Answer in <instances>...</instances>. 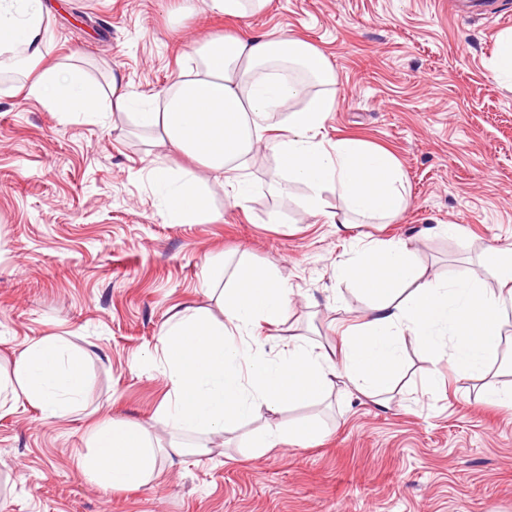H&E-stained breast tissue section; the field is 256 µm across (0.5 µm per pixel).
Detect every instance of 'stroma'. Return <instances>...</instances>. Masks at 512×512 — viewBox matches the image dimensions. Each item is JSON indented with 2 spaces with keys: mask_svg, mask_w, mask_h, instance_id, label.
<instances>
[{
  "mask_svg": "<svg viewBox=\"0 0 512 512\" xmlns=\"http://www.w3.org/2000/svg\"><path fill=\"white\" fill-rule=\"evenodd\" d=\"M50 12L43 65L70 63L106 85L157 97L191 65L199 41L276 32L322 52L336 74L328 137L390 151L409 195L391 223L339 230L344 203L306 189L277 190L279 158H249L253 191L236 206L201 164L155 144L133 118L69 116L0 77V373L48 336L87 356L86 408L63 419L19 401L0 411V512H512V410L486 405L479 384L443 374L422 391L427 354L406 339L390 409L346 393L323 403L261 413L224 435L173 436L157 418L170 382L157 359L167 320L184 304L223 320L203 280L222 257L274 267L292 305L284 324L256 327L273 349L289 337L336 345L365 307L336 265L369 242L416 247L427 276L470 268L497 288L482 262L512 244V87L490 71L512 0H269L260 13L217 15L174 0H44ZM193 167L210 219L178 224L157 206L148 171ZM456 224V235L438 233ZM317 417V444L248 448L262 426ZM140 424L161 446L150 483L105 490L82 476L94 421Z\"/></svg>",
  "mask_w": 512,
  "mask_h": 512,
  "instance_id": "35a3bbf8",
  "label": "stroma"
}]
</instances>
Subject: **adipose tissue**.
Masks as SVG:
<instances>
[{
    "label": "adipose tissue",
    "mask_w": 512,
    "mask_h": 512,
    "mask_svg": "<svg viewBox=\"0 0 512 512\" xmlns=\"http://www.w3.org/2000/svg\"><path fill=\"white\" fill-rule=\"evenodd\" d=\"M48 25L43 0H0V57L8 71L25 77L28 95L67 115L104 107L134 116L141 127L158 131L160 144L222 177L235 205L250 197L247 159L262 145L280 160L279 187L304 186L308 209H320L325 187L336 188L345 208L331 215L332 223L386 221L407 206L390 152L357 138L322 135L335 104L336 78L309 43L274 35L212 38L197 47L194 68L162 98H136L116 74L105 95L68 64L31 74L30 65L43 58ZM279 112L286 118L276 131L270 120ZM149 177L172 221L195 224L205 217L192 170L157 166ZM484 262L500 288H487L467 268L448 278L427 277L418 252L401 241L363 246L336 267L337 278L351 281L367 301L360 322L342 331L339 355L296 338L272 358L253 330L283 322L291 302L287 288L272 267L243 258L220 264L205 280L222 286L223 321L187 305L170 317L160 338L159 360L172 389L159 419L176 432L226 433L263 410L321 403L340 385L385 408L409 336L436 364L446 361L458 381L482 382L486 403L512 408V383L497 381L503 366L512 367L503 351V328L512 317V248L490 249ZM87 388L84 353L64 337L49 336L14 359L11 377L0 380V408L23 399L45 416L63 418L82 408ZM323 433L318 420L307 418L258 429L251 446L265 452L287 443L306 445ZM90 441L92 451L77 467L96 485L116 490L154 479L157 448L138 425L103 422L92 429Z\"/></svg>",
    "instance_id": "1"
}]
</instances>
